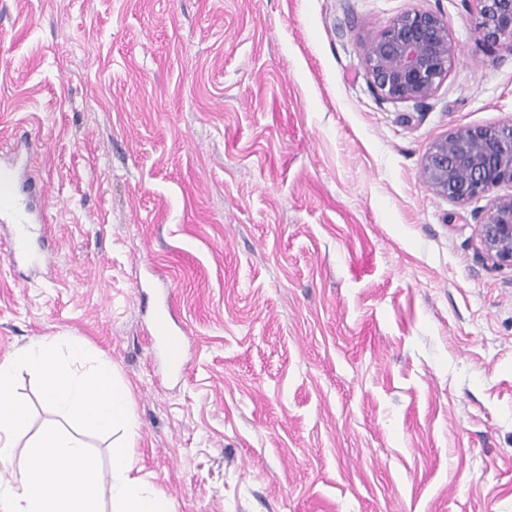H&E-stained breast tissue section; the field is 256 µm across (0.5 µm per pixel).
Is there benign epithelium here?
I'll return each mask as SVG.
<instances>
[{
	"label": "benign epithelium",
	"instance_id": "obj_1",
	"mask_svg": "<svg viewBox=\"0 0 512 512\" xmlns=\"http://www.w3.org/2000/svg\"><path fill=\"white\" fill-rule=\"evenodd\" d=\"M477 32L493 49L512 44V0H473ZM455 61L448 23L433 10L395 16L364 48V65L377 95L390 102L430 99ZM422 175L437 195L457 203L512 185V123L455 129L428 148ZM477 234L485 253L512 267V194L497 196L479 216Z\"/></svg>",
	"mask_w": 512,
	"mask_h": 512
}]
</instances>
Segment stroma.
Masks as SVG:
<instances>
[{"mask_svg":"<svg viewBox=\"0 0 512 512\" xmlns=\"http://www.w3.org/2000/svg\"><path fill=\"white\" fill-rule=\"evenodd\" d=\"M414 9L457 59L385 101L363 48ZM510 123L512 48L471 0H0V163L49 201L37 270L0 227V359L86 340L171 512H512V268L476 233L491 197L421 175L436 139ZM170 334V329L164 319V311H162L161 314L155 316L147 335L151 336L150 343L155 346L156 350L160 351L167 365L170 368H178L182 365L184 360L186 346L183 342L179 341L180 354L178 357L172 356L168 347V336H171ZM170 361L178 362L173 364Z\"/></svg>","mask_w":512,"mask_h":512,"instance_id":"obj_1","label":"stroma"}]
</instances>
